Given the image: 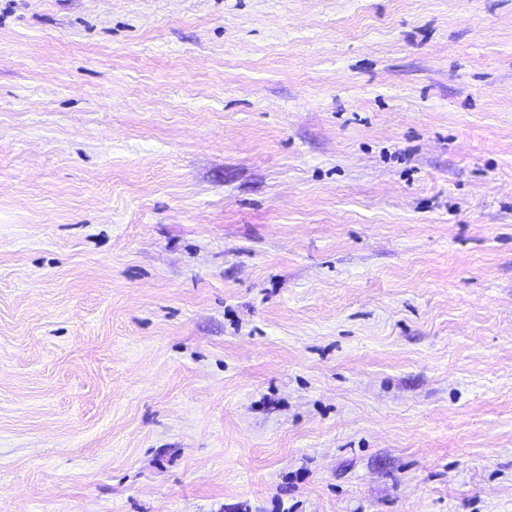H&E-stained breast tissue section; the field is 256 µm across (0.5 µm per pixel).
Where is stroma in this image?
<instances>
[{"instance_id": "35a3bbf8", "label": "stroma", "mask_w": 512, "mask_h": 512, "mask_svg": "<svg viewBox=\"0 0 512 512\" xmlns=\"http://www.w3.org/2000/svg\"><path fill=\"white\" fill-rule=\"evenodd\" d=\"M0 512H512V0H0Z\"/></svg>"}]
</instances>
